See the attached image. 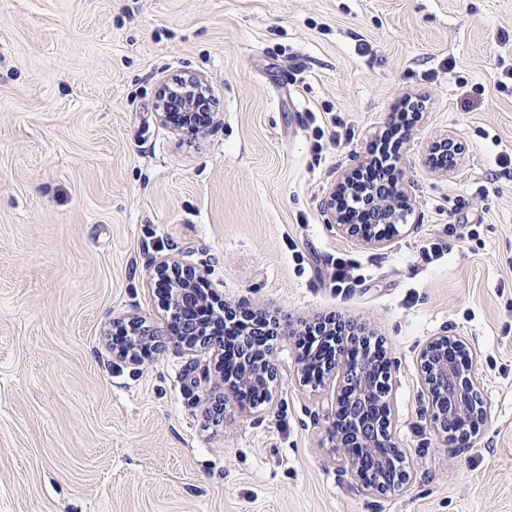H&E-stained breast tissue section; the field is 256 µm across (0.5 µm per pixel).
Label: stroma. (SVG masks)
I'll list each match as a JSON object with an SVG mask.
<instances>
[{
	"label": "stroma",
	"mask_w": 512,
	"mask_h": 512,
	"mask_svg": "<svg viewBox=\"0 0 512 512\" xmlns=\"http://www.w3.org/2000/svg\"><path fill=\"white\" fill-rule=\"evenodd\" d=\"M508 67L512 0H0V512H512ZM182 74L212 90L193 135L157 106ZM409 96L413 211L372 247L327 203ZM444 134L463 146L449 175L425 164ZM168 256L214 305L286 321L261 404L215 386L211 351L169 343L149 278ZM132 315L160 335L140 363L112 350ZM328 317L394 362L399 492L356 488L335 382L302 380L304 329ZM445 335L491 405L464 450L419 380Z\"/></svg>",
	"instance_id": "1"
}]
</instances>
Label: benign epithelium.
<instances>
[{
  "instance_id": "7a95c632",
  "label": "benign epithelium",
  "mask_w": 512,
  "mask_h": 512,
  "mask_svg": "<svg viewBox=\"0 0 512 512\" xmlns=\"http://www.w3.org/2000/svg\"><path fill=\"white\" fill-rule=\"evenodd\" d=\"M161 120L178 130L191 134L201 131L197 122L207 120L210 113L202 108L209 99V86L195 75L178 76L162 83L157 91ZM461 144L445 135L431 145L426 157L427 165L437 171L455 170ZM355 177L343 173L334 189V200L355 191ZM397 192L404 201V215L395 211L396 203L373 201L366 210L376 209L382 224L406 223L412 210V193L402 183ZM328 223L350 237H361L369 244L383 243L379 232L368 231L364 215L349 214L336 205L328 207ZM203 272L195 267L166 258L153 263L152 279L172 286L170 303L173 314L182 315L179 328L174 330L171 343L187 350H214L213 371L220 381L232 384L224 372L223 331L209 324L196 325L193 316L207 305L201 289L197 288ZM126 342L117 344L120 357L139 362L156 344V331L146 321L131 317L125 332ZM361 333L334 339L335 356L328 359L323 369L338 375L339 384L334 402V425L337 447L341 448L351 467L356 482L372 494L394 492L409 480L407 471H398L388 465L379 449L397 447L393 441L391 412L385 401L386 382L390 378L392 359L381 354V360L361 347ZM463 346L456 336H437L420 353V377L430 406L433 431L443 439L453 438L460 447H467L489 412L478 378L469 370H461L448 358V349ZM241 379L259 392L269 388L276 380V369L267 357L240 371Z\"/></svg>"
}]
</instances>
